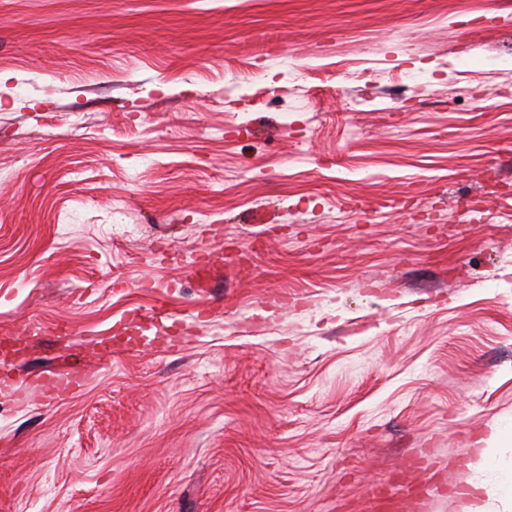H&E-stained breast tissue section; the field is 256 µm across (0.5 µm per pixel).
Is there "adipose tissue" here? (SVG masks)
Wrapping results in <instances>:
<instances>
[{
  "label": "adipose tissue",
  "instance_id": "adipose-tissue-1",
  "mask_svg": "<svg viewBox=\"0 0 512 512\" xmlns=\"http://www.w3.org/2000/svg\"><path fill=\"white\" fill-rule=\"evenodd\" d=\"M512 442V424L499 422L493 425L484 448L478 449L473 461L469 484L474 491L485 492L488 497L512 506V462L497 455L498 446Z\"/></svg>",
  "mask_w": 512,
  "mask_h": 512
}]
</instances>
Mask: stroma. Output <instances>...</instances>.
I'll return each mask as SVG.
<instances>
[{
	"label": "stroma",
	"instance_id": "1",
	"mask_svg": "<svg viewBox=\"0 0 512 512\" xmlns=\"http://www.w3.org/2000/svg\"><path fill=\"white\" fill-rule=\"evenodd\" d=\"M482 5L0 0V334L38 325L19 381L86 372L0 391V512H369L417 457L465 486L512 422V0ZM85 382V374L79 370L45 374L35 380L45 401L55 403L77 392Z\"/></svg>",
	"mask_w": 512,
	"mask_h": 512
}]
</instances>
